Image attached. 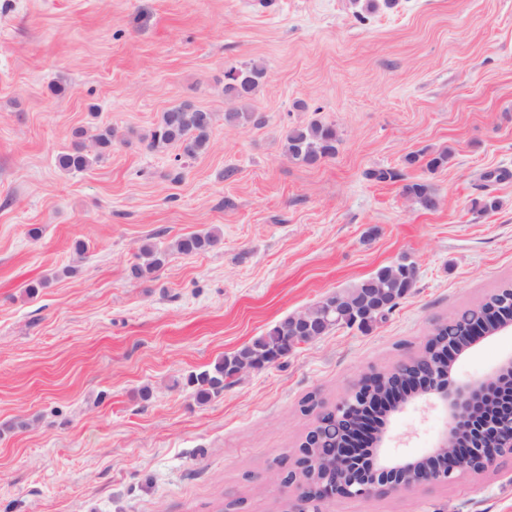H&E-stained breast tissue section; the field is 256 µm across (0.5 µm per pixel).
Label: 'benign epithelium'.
I'll use <instances>...</instances> for the list:
<instances>
[{
    "instance_id": "1",
    "label": "benign epithelium",
    "mask_w": 512,
    "mask_h": 512,
    "mask_svg": "<svg viewBox=\"0 0 512 512\" xmlns=\"http://www.w3.org/2000/svg\"><path fill=\"white\" fill-rule=\"evenodd\" d=\"M453 355L454 346L447 345L435 353V359L424 363L411 376L398 366L390 375L399 377V381L391 386L387 384V375L370 373L333 408L337 420L350 421L359 409L356 398L366 390L378 391L372 404L385 411L388 417L403 412L417 397L433 398L445 408L447 421L431 451L419 457L394 454L387 446V427L377 428L371 423L361 426L348 445L338 446L324 455L313 454L314 466L326 473L327 482L311 486L295 483L286 480L287 472H282L280 482L295 486L297 492L290 512H317V503L336 497L365 498L400 489L417 490L434 483H450L458 478L461 464L473 458L480 459L487 471L511 459L512 415L507 424L497 422L483 426L482 437L474 444L461 443V434L474 421V410L488 392L501 384L506 372L512 371V356L483 378L455 382L451 372L438 375L434 369L438 361L450 364ZM435 456L444 458L443 469L434 471L422 464L423 460Z\"/></svg>"
}]
</instances>
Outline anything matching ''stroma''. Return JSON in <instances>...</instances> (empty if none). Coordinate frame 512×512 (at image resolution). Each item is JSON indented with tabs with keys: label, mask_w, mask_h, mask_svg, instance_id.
I'll return each mask as SVG.
<instances>
[{
	"label": "stroma",
	"mask_w": 512,
	"mask_h": 512,
	"mask_svg": "<svg viewBox=\"0 0 512 512\" xmlns=\"http://www.w3.org/2000/svg\"><path fill=\"white\" fill-rule=\"evenodd\" d=\"M0 0V512H285L278 481L314 417L434 326L512 283V0ZM258 62L261 125L223 115L230 68ZM215 113L180 161L147 138L168 109ZM340 138L309 167L289 127ZM81 172L59 168L76 128ZM449 149L424 175L408 154ZM385 169V182L368 171ZM427 177L435 210L404 182ZM495 196L497 211L473 202ZM221 248L181 254L182 235ZM168 249L153 279L131 268ZM409 258L412 293L369 330L341 327L198 403L185 379L282 318ZM45 281L38 293L29 284ZM512 353V330L452 363L456 380ZM432 402L392 418L394 453L443 432ZM320 512H512V460L450 484L335 498ZM81 135V131L76 130L74 132L76 139L72 142L71 146L58 155L57 163L62 169L77 172L85 170L94 159L98 160L101 158L103 150L111 146L112 139L116 137V130L111 127H105L100 130L96 137V143L100 152L96 154L94 159L89 155L85 145L81 141Z\"/></svg>",
	"instance_id": "35a3bbf8"
}]
</instances>
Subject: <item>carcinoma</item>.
Wrapping results in <instances>:
<instances>
[{
    "label": "carcinoma",
    "instance_id": "carcinoma-1",
    "mask_svg": "<svg viewBox=\"0 0 512 512\" xmlns=\"http://www.w3.org/2000/svg\"><path fill=\"white\" fill-rule=\"evenodd\" d=\"M265 67L260 63H251L241 68H234L225 74L224 94L239 103V106L224 113V121L230 125H244L247 123L260 124L262 116L250 112L246 108L248 101L256 94L265 78ZM215 114L196 109L188 103L170 108L162 113L160 120L148 136V148L155 151H167L175 148L180 156L195 158L204 152L210 144ZM75 140L71 146L57 157L59 167L68 171H83L90 166L93 160L102 157V151L111 146L112 139L116 137V130L105 127L96 137L100 152L92 157L81 141V131L74 132ZM339 138L336 128L332 124L313 121L306 126H296L288 129L284 141V154L288 159L307 166H314L321 161L336 155ZM451 152L443 150L431 154L417 153L406 156L405 162L412 166L421 165L430 173L448 164ZM403 193L425 210H433L437 206L436 195L425 181H410L403 185ZM222 239L215 232L191 233L182 236L175 243L176 250L182 253H196L218 248ZM168 253L150 244L140 248L141 262L132 268V274L140 279L153 277L163 268ZM411 265L404 260L394 266L380 268L373 276L361 281L353 287L336 292L324 298V301H334L338 298L348 297L356 300L368 294L373 288H385L387 299L379 308L362 312L358 309L346 308L338 322L331 323V327L369 328L372 324L382 321L406 298L414 287L415 280L409 279L402 271ZM512 299V285L505 286L492 294L484 302L473 309H468L453 316L446 321V328L432 335L424 346L428 353L442 347L448 336L464 335V325L469 320L478 317L484 320L489 328H494L501 311L500 303L504 299ZM295 320L289 315L276 323L265 335L259 336L250 343L234 352L224 355L214 365L190 373L186 377V386L193 390L197 402L206 403L221 395L224 389L238 382L237 375L240 367H262L269 360V354H278L287 358L293 352L294 337L289 335L288 326ZM307 406L304 412H316L315 423L302 440L300 447L313 448L318 446L323 450L336 447V422L332 421L329 406L310 395L306 399ZM291 477L300 482L316 483L325 478V474L314 469L310 464L305 468L296 469Z\"/></svg>",
    "mask_w": 512,
    "mask_h": 512
}]
</instances>
